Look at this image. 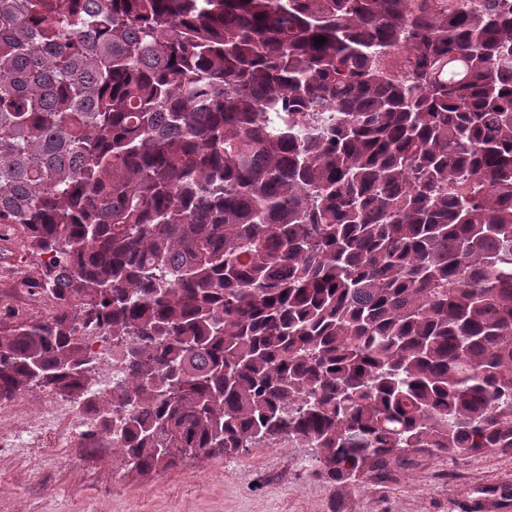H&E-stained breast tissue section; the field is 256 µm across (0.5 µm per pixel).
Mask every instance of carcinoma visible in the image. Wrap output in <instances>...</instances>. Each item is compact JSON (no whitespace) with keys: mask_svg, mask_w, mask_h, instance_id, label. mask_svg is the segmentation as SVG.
Wrapping results in <instances>:
<instances>
[{"mask_svg":"<svg viewBox=\"0 0 512 512\" xmlns=\"http://www.w3.org/2000/svg\"><path fill=\"white\" fill-rule=\"evenodd\" d=\"M7 226L52 311L0 320V402L90 403L131 472L512 451L507 3L0 0ZM60 395L53 394L42 389H29L24 394L18 396L12 401L3 402L0 404V411L4 413H10L12 411H28L42 412L49 411L59 400Z\"/></svg>","mask_w":512,"mask_h":512,"instance_id":"1","label":"carcinoma"}]
</instances>
